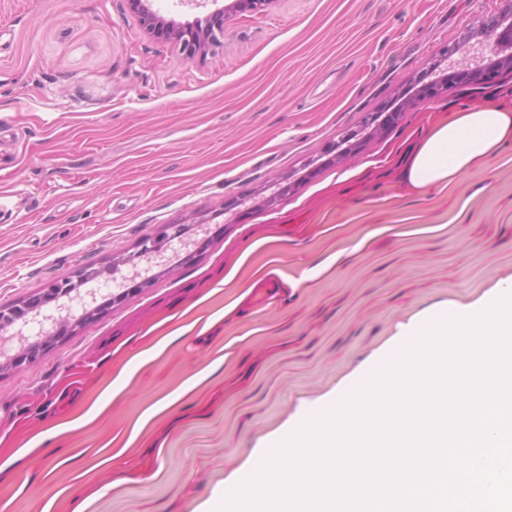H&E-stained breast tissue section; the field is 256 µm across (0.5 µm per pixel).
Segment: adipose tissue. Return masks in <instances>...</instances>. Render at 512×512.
I'll return each instance as SVG.
<instances>
[{"mask_svg":"<svg viewBox=\"0 0 512 512\" xmlns=\"http://www.w3.org/2000/svg\"><path fill=\"white\" fill-rule=\"evenodd\" d=\"M510 147L512 105L465 107L424 134L399 179L407 190L445 187Z\"/></svg>","mask_w":512,"mask_h":512,"instance_id":"obj_1","label":"adipose tissue"}]
</instances>
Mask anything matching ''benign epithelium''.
<instances>
[{"instance_id":"1","label":"benign epithelium","mask_w":512,"mask_h":512,"mask_svg":"<svg viewBox=\"0 0 512 512\" xmlns=\"http://www.w3.org/2000/svg\"><path fill=\"white\" fill-rule=\"evenodd\" d=\"M272 2L274 0H229L228 4L214 12L212 26L208 31L200 33L184 29L172 21L149 12L142 8V0H131L134 8L141 9L146 26L151 31L179 44L188 57L204 54L214 46L212 32L223 35L226 20L230 16L243 12L262 13ZM500 2L503 3L501 13L486 17L476 31L468 35L459 34L448 38L429 66V70L435 73V79L425 84L423 96L438 97L459 84L490 86L495 84L503 73H512V0H500ZM472 39L481 44L483 48L481 57L489 58V62L480 68L463 67L457 59ZM397 117L396 112H389L383 117L378 112H370L365 117L363 128L377 135H383L395 124ZM367 141L368 138L364 136L358 139L356 134L347 133L333 145V149L336 150V157L342 158L357 151ZM180 228L179 224L162 225L157 235L142 239L137 244L136 251L121 256L119 263L137 268L142 261L157 256L164 244L181 238ZM86 276L87 271L83 270L74 280L67 278L52 283L38 299L35 298L18 306L0 307V330L18 325L16 335L19 337L20 350L8 359V364L18 367L32 361L41 348L52 345L56 340L55 336L46 334L35 342L29 341V336L24 333L27 327L24 322V311L33 313L34 317H40L44 322L62 323L61 318L44 312L43 307L73 292L76 293V297H81L79 288Z\"/></svg>"}]
</instances>
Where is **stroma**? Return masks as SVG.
Listing matches in <instances>:
<instances>
[{
  "label": "stroma",
  "mask_w": 512,
  "mask_h": 512,
  "mask_svg": "<svg viewBox=\"0 0 512 512\" xmlns=\"http://www.w3.org/2000/svg\"><path fill=\"white\" fill-rule=\"evenodd\" d=\"M498 7L275 0L189 58L129 0H0V306L83 270L98 288L132 276L113 258L184 227L142 287L0 370V512H209L253 452L404 325L512 279V149L426 195L396 183L436 121L511 102V74L417 102L353 155L330 150ZM276 180L291 189L266 202ZM239 197L254 207L232 223L224 203ZM204 369L186 413L131 438ZM64 420L77 428L36 444ZM107 443L130 468L98 466Z\"/></svg>",
  "instance_id": "stroma-1"
}]
</instances>
